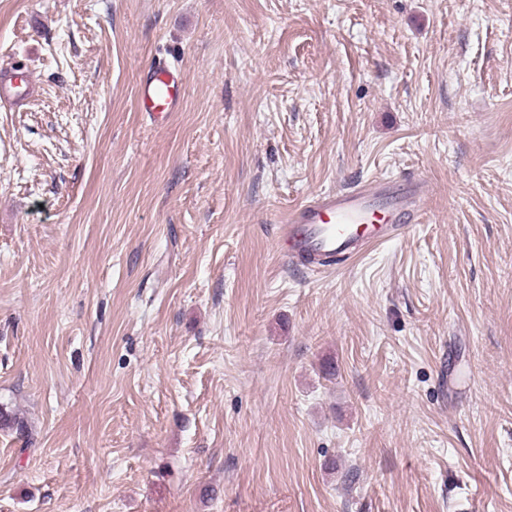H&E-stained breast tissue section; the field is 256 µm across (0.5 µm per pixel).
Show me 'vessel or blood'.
Masks as SVG:
<instances>
[{
	"label": "vessel or blood",
	"mask_w": 512,
	"mask_h": 512,
	"mask_svg": "<svg viewBox=\"0 0 512 512\" xmlns=\"http://www.w3.org/2000/svg\"><path fill=\"white\" fill-rule=\"evenodd\" d=\"M33 87L30 73H13L0 83V101L21 104ZM182 87L179 70L155 62L139 89L145 111L174 110ZM422 195L423 185L417 179L374 180L355 189L325 192L290 214L283 231V250L290 260L311 266L322 259L352 258L363 247L399 238L414 220L416 201Z\"/></svg>",
	"instance_id": "1"
}]
</instances>
